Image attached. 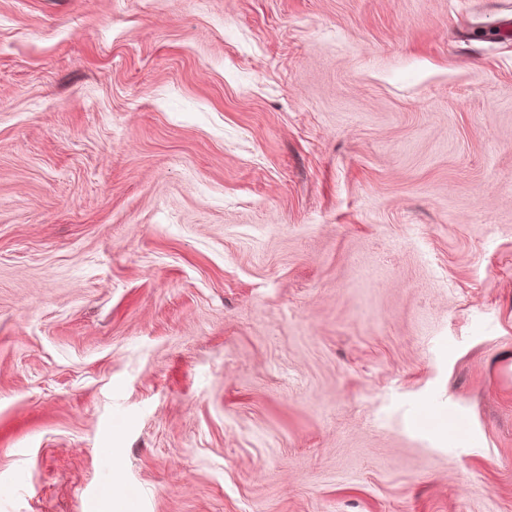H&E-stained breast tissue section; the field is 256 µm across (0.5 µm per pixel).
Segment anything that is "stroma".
<instances>
[{"label": "stroma", "mask_w": 512, "mask_h": 512, "mask_svg": "<svg viewBox=\"0 0 512 512\" xmlns=\"http://www.w3.org/2000/svg\"><path fill=\"white\" fill-rule=\"evenodd\" d=\"M512 0H0V512H512Z\"/></svg>", "instance_id": "35a3bbf8"}]
</instances>
